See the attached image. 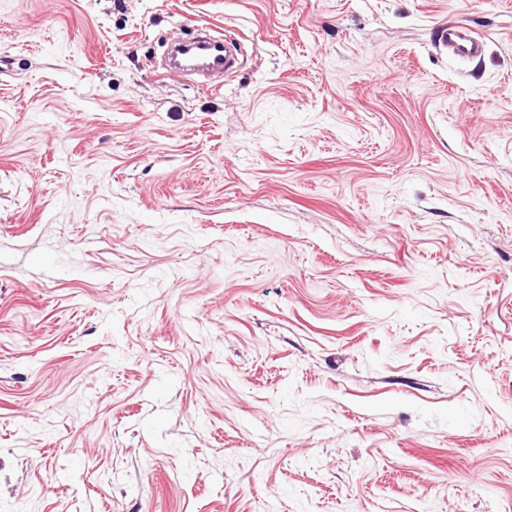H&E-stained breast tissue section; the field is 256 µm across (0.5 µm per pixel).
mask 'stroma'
<instances>
[{
    "label": "stroma",
    "mask_w": 512,
    "mask_h": 512,
    "mask_svg": "<svg viewBox=\"0 0 512 512\" xmlns=\"http://www.w3.org/2000/svg\"><path fill=\"white\" fill-rule=\"evenodd\" d=\"M0 512H512V0H0ZM438 44L450 47L459 57H476L481 53L482 42L461 25H444L439 29Z\"/></svg>",
    "instance_id": "35a3bbf8"
}]
</instances>
